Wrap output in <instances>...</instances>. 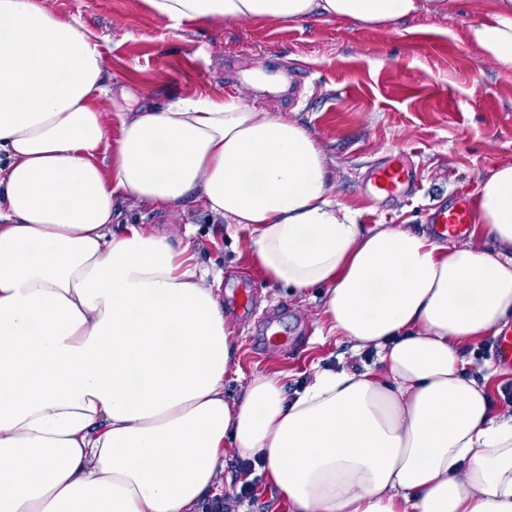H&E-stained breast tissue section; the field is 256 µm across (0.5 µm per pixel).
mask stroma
Listing matches in <instances>:
<instances>
[{"label":"stroma","instance_id":"stroma-1","mask_svg":"<svg viewBox=\"0 0 512 512\" xmlns=\"http://www.w3.org/2000/svg\"><path fill=\"white\" fill-rule=\"evenodd\" d=\"M46 4L99 36L107 79L129 88L138 103L239 93L257 106L291 112L324 148L336 198L359 210L360 223L428 232L431 208L466 198L482 177L512 162V70L480 59L466 38L474 16L418 15L378 32L317 19L190 21L173 31L143 0ZM247 70L285 78L287 86L266 93L243 80ZM389 152L407 153L419 165V187L394 203H376L364 193V177ZM113 214V228L140 224L166 234L173 245L191 242L199 262L221 271L215 293L233 322L241 368L226 379V393L241 396L255 374L279 376L292 391L312 365L371 363L370 353L353 354L341 338L314 342L320 302H298L265 278L248 256V225L227 228L189 201L152 207L122 197ZM246 295L253 311L241 307ZM274 322L287 329V345H267Z\"/></svg>","mask_w":512,"mask_h":512}]
</instances>
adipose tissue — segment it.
I'll return each instance as SVG.
<instances>
[{"label": "adipose tissue", "mask_w": 512, "mask_h": 512, "mask_svg": "<svg viewBox=\"0 0 512 512\" xmlns=\"http://www.w3.org/2000/svg\"><path fill=\"white\" fill-rule=\"evenodd\" d=\"M165 27L266 18L392 29L465 12L512 70V0H145ZM96 35L43 0H0V512H201L224 456L259 462L288 512H512V414L462 345L512 321V163L479 183L478 236L365 227L286 115L239 97L119 109ZM185 199L248 224L251 258L323 333L372 351L287 393L256 374L190 246L112 200ZM495 241L484 251L478 238Z\"/></svg>", "instance_id": "obj_1"}]
</instances>
